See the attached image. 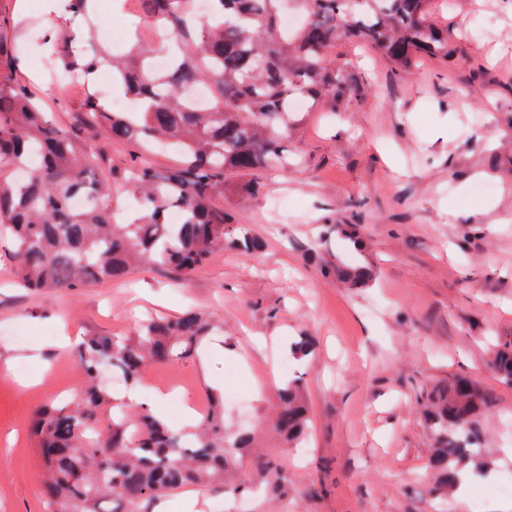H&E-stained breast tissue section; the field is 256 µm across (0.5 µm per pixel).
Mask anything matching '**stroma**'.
<instances>
[{"label":"stroma","mask_w":512,"mask_h":512,"mask_svg":"<svg viewBox=\"0 0 512 512\" xmlns=\"http://www.w3.org/2000/svg\"><path fill=\"white\" fill-rule=\"evenodd\" d=\"M43 0H0V52H21L16 71L51 119L95 159L102 191L126 217L135 202L116 195L114 173L138 159L132 141L92 134L83 95L47 75ZM97 43L109 30L132 37L141 22L123 0H95ZM432 20L449 27L448 58H424L410 71L380 51L340 40L329 56L362 96L341 106L322 100L299 110L281 133L292 161L240 195L228 176L220 200L239 233L261 241L228 246L184 279L146 266L128 281L47 295L16 284L0 260V512H48L30 421L40 408L77 397L82 375L65 337L125 336L150 315L192 307L224 328L200 359L148 368L142 388L163 392L166 418L182 417L166 390L224 401L227 433L250 431L221 488H197L193 512H491L493 487L512 475V385L492 366L495 345L512 341V0H432ZM353 225L357 244L332 225ZM370 263L366 286L352 288L325 260ZM311 337L296 359L290 345ZM455 376L473 379L491 407L472 419L490 478L465 498L441 494L427 466L433 436L427 393ZM30 387H21V380ZM301 383L312 417L307 445L272 426L278 393ZM281 471L272 482L264 467Z\"/></svg>","instance_id":"35a3bbf8"}]
</instances>
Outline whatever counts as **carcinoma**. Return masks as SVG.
Returning <instances> with one entry per match:
<instances>
[{"label": "carcinoma", "instance_id": "carcinoma-1", "mask_svg": "<svg viewBox=\"0 0 512 512\" xmlns=\"http://www.w3.org/2000/svg\"><path fill=\"white\" fill-rule=\"evenodd\" d=\"M150 26L177 46V63L150 68L151 50L103 55L74 52L58 38L53 63L91 83L99 68L112 67L114 83L139 103L136 112H112L95 94L83 104L86 128L114 139L165 144L182 157L162 172L149 156L120 176L119 191L131 194L140 215L116 220L102 200L94 163L79 153L75 136L55 125L30 88L14 80L16 60L0 59V249L6 248L24 287L46 294L103 282H124L143 265L168 267L187 278L208 265L226 245L244 250L260 243L236 234L225 221L226 174L257 175L288 166V150L275 129L294 124L298 94L331 100L362 94L346 82L328 49L352 38L381 51L403 70L422 56L448 58L450 30L430 19L431 0H299L303 11L291 28L281 22L282 0H209L206 17L193 0H136ZM205 84L209 102L198 108L187 88ZM83 197L82 209L72 200ZM182 216L167 223L168 213ZM355 286L366 284L364 266L337 268ZM217 324L188 309L174 319H153L132 336L86 337L76 349L83 372L79 401L37 412L32 430L44 472L50 512H148V505L186 486H222L231 449L252 447L253 436L224 434L217 398L194 434L159 421L145 406L136 409L102 386L106 365L127 384L141 382L149 366L192 360ZM494 367L512 384V343L504 342ZM427 417L433 433L429 467L448 487L467 464L481 465L473 416L491 404L470 378L435 389ZM107 421L101 427V420ZM310 419L300 387L287 383L274 410V427L286 439L303 438Z\"/></svg>", "mask_w": 512, "mask_h": 512}]
</instances>
